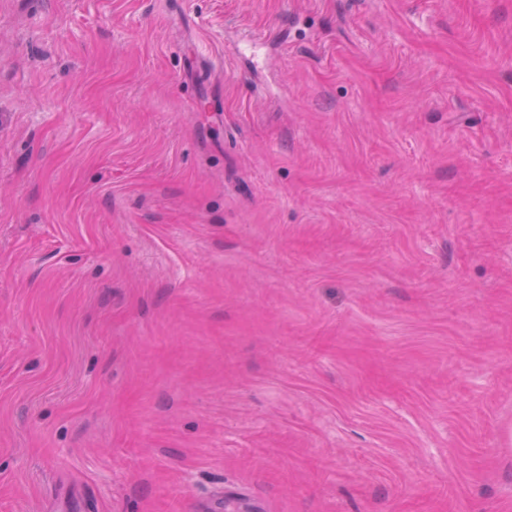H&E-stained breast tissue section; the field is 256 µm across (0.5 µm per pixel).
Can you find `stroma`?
Returning <instances> with one entry per match:
<instances>
[{"label": "stroma", "instance_id": "1", "mask_svg": "<svg viewBox=\"0 0 512 512\" xmlns=\"http://www.w3.org/2000/svg\"><path fill=\"white\" fill-rule=\"evenodd\" d=\"M0 512H512V0H0Z\"/></svg>", "mask_w": 512, "mask_h": 512}]
</instances>
